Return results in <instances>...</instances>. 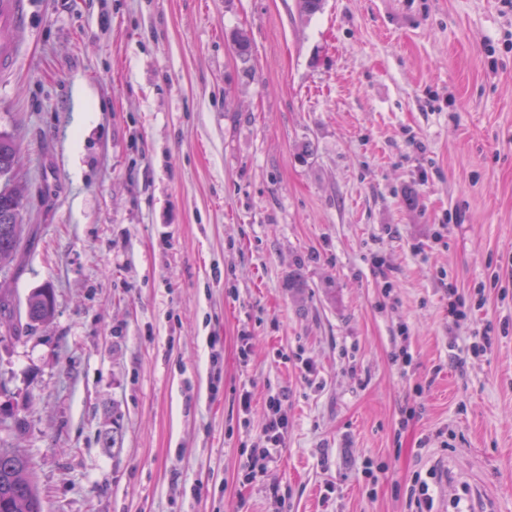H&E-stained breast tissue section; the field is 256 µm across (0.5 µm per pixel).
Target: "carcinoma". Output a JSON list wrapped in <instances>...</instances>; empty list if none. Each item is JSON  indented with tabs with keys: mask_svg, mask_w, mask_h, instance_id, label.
<instances>
[{
	"mask_svg": "<svg viewBox=\"0 0 512 512\" xmlns=\"http://www.w3.org/2000/svg\"><path fill=\"white\" fill-rule=\"evenodd\" d=\"M20 149L7 135L0 134V273L16 266L23 249L21 215L25 195L8 181L19 162ZM54 314V298L47 288L33 291L26 304V330L47 322ZM14 316L11 289L0 281V326L9 324L8 333L18 336L20 329L10 324ZM0 512H42L38 488L31 476L28 455L20 448H0Z\"/></svg>",
	"mask_w": 512,
	"mask_h": 512,
	"instance_id": "1",
	"label": "carcinoma"
}]
</instances>
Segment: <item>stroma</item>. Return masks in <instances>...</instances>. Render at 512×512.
<instances>
[{"label":"stroma","instance_id":"1","mask_svg":"<svg viewBox=\"0 0 512 512\" xmlns=\"http://www.w3.org/2000/svg\"><path fill=\"white\" fill-rule=\"evenodd\" d=\"M0 131L7 286L55 299L0 336L43 512H410L431 470L436 512H512L503 0H29ZM20 149L8 136L0 134V176L7 177L0 187V273L16 266L23 249L21 215L25 195L19 186L10 183V176L19 162ZM54 314V298L48 288L33 291L26 304V330L33 331L38 324L47 322ZM283 397L282 394L275 393L267 398L269 417L264 429V446L258 448L264 460L274 458L288 429V415L283 410Z\"/></svg>","mask_w":512,"mask_h":512}]
</instances>
